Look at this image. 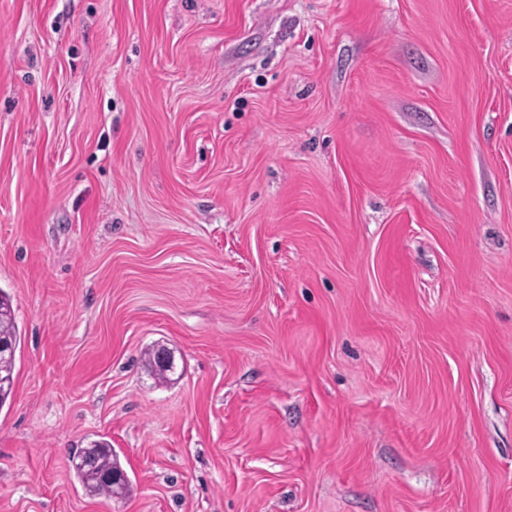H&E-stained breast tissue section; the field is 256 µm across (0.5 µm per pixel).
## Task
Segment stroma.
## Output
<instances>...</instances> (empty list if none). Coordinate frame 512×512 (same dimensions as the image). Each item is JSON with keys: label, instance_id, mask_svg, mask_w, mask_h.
I'll return each mask as SVG.
<instances>
[{"label": "stroma", "instance_id": "stroma-1", "mask_svg": "<svg viewBox=\"0 0 512 512\" xmlns=\"http://www.w3.org/2000/svg\"><path fill=\"white\" fill-rule=\"evenodd\" d=\"M0 289V512H512V0H0ZM0 341L12 344L15 350V356L9 360H5L0 366V407L6 403L11 394L16 351L20 344V336L16 332V328L12 321L11 308L9 298L0 290ZM71 466L74 476L91 496L121 497L130 490L128 478L115 486L104 479L105 475L125 473L106 440L94 441L88 448H81L74 453L71 456Z\"/></svg>", "mask_w": 512, "mask_h": 512}]
</instances>
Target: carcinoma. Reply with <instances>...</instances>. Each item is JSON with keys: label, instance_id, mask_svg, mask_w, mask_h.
Instances as JSON below:
<instances>
[{"label": "carcinoma", "instance_id": "obj_1", "mask_svg": "<svg viewBox=\"0 0 512 512\" xmlns=\"http://www.w3.org/2000/svg\"><path fill=\"white\" fill-rule=\"evenodd\" d=\"M0 341L12 344L17 348L20 336L12 321L9 298L0 290ZM15 371V359L11 358L0 364V408L6 403L11 394ZM71 466L74 476L91 496H124L130 490V481L120 485H112L104 476L112 473L121 474L123 469L117 455L109 442L95 441L91 446L80 449L71 456Z\"/></svg>", "mask_w": 512, "mask_h": 512}]
</instances>
